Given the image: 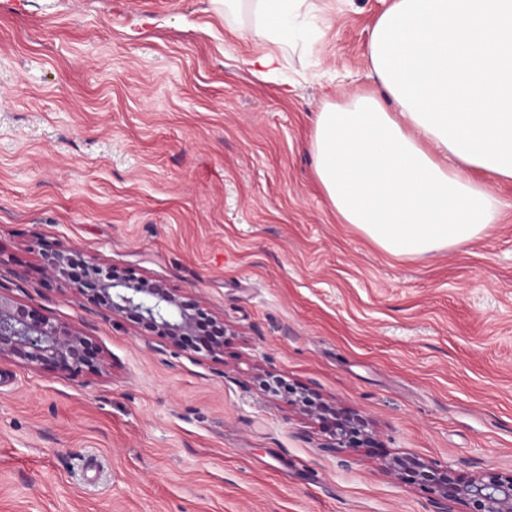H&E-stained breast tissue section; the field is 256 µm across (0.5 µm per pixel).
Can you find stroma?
Returning a JSON list of instances; mask_svg holds the SVG:
<instances>
[{
  "label": "stroma",
  "instance_id": "35a3bbf8",
  "mask_svg": "<svg viewBox=\"0 0 512 512\" xmlns=\"http://www.w3.org/2000/svg\"><path fill=\"white\" fill-rule=\"evenodd\" d=\"M383 7L352 0L264 80L238 59L266 43L217 0H0V284L104 362L0 360V512H434L383 457L512 472V183L482 239L407 259L315 180L320 73L374 85ZM42 239L188 290L231 328L223 360L70 301ZM270 367L374 447L324 452Z\"/></svg>",
  "mask_w": 512,
  "mask_h": 512
}]
</instances>
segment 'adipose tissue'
<instances>
[{"label": "adipose tissue", "mask_w": 512, "mask_h": 512, "mask_svg": "<svg viewBox=\"0 0 512 512\" xmlns=\"http://www.w3.org/2000/svg\"><path fill=\"white\" fill-rule=\"evenodd\" d=\"M271 44L242 57L271 79L285 53L320 51L330 0H224ZM377 89L325 99L310 140L342 223L393 257L473 243L500 223L512 182V0H389L370 37Z\"/></svg>", "instance_id": "obj_1"}]
</instances>
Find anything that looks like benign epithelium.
I'll return each mask as SVG.
<instances>
[{
  "instance_id": "1",
  "label": "benign epithelium",
  "mask_w": 512,
  "mask_h": 512,
  "mask_svg": "<svg viewBox=\"0 0 512 512\" xmlns=\"http://www.w3.org/2000/svg\"><path fill=\"white\" fill-rule=\"evenodd\" d=\"M39 246L46 274L79 305L129 320L192 359L202 350L215 360L224 355V336L232 329L189 292L103 262L85 261L84 273L73 277L69 267L81 258L77 251L42 241ZM2 289L0 284V359L73 378L98 370L99 348L85 331L52 321ZM285 400L299 414L319 421L326 452L351 453L375 443L373 432L359 418L325 402L310 388L289 393ZM383 466L430 495L438 512H512V474L492 469L466 474L410 455L388 458Z\"/></svg>"
}]
</instances>
